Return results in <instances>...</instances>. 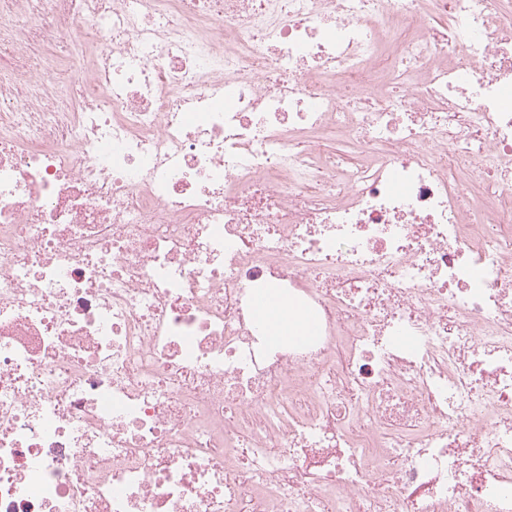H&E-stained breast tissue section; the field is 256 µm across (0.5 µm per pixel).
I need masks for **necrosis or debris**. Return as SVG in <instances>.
<instances>
[{"mask_svg":"<svg viewBox=\"0 0 512 512\" xmlns=\"http://www.w3.org/2000/svg\"><path fill=\"white\" fill-rule=\"evenodd\" d=\"M0 512H512V0H0ZM285 309H288V313ZM307 316V315H306ZM306 316L297 319L291 311V306L283 301L274 300L266 309L265 320L268 335L277 336L278 341L296 336L297 331L305 326Z\"/></svg>","mask_w":512,"mask_h":512,"instance_id":"necrosis-or-debris-1","label":"necrosis or debris"}]
</instances>
